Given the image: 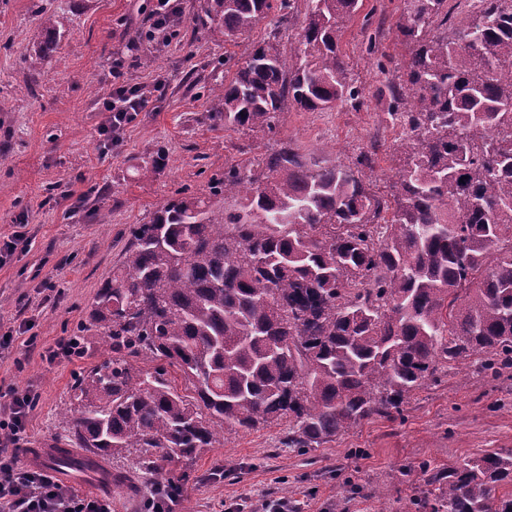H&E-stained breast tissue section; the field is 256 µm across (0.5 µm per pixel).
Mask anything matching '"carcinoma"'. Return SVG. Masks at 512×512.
I'll use <instances>...</instances> for the list:
<instances>
[{
	"label": "carcinoma",
	"mask_w": 512,
	"mask_h": 512,
	"mask_svg": "<svg viewBox=\"0 0 512 512\" xmlns=\"http://www.w3.org/2000/svg\"><path fill=\"white\" fill-rule=\"evenodd\" d=\"M307 2L288 55L257 44L224 82V128L271 130L288 104H360L340 50L359 0ZM404 4L408 54L386 87L408 136L390 195L372 190L368 152L321 166L282 142L258 173L212 179L235 209L187 194L133 226L91 310L111 356L72 386L52 466L171 488L164 464L193 463L226 429L284 420L285 445L304 451L401 413L445 368H512V0ZM271 9L210 0L204 30L234 41ZM114 458L132 466L100 464ZM420 471L430 512H512L498 494L512 453Z\"/></svg>",
	"instance_id": "carcinoma-1"
}]
</instances>
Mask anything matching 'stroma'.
I'll use <instances>...</instances> for the list:
<instances>
[{"label": "stroma", "mask_w": 512, "mask_h": 512, "mask_svg": "<svg viewBox=\"0 0 512 512\" xmlns=\"http://www.w3.org/2000/svg\"><path fill=\"white\" fill-rule=\"evenodd\" d=\"M155 0H0V244L25 234L28 250L0 266V326L30 322L35 348L15 339L0 351V413L8 389H34L36 409L19 466L64 435L60 415L76 378L101 364L99 331L89 319L95 294L118 266L133 225L148 223L166 200L209 194L225 167L246 165L280 142L310 162L348 166L373 154V188L384 193L403 165L398 134L380 90L399 74L407 50L395 35L403 0H363L345 30L341 53L362 105L328 112L288 106L273 131L225 129L212 89L231 79L248 43L274 40L288 51L306 0L293 20L272 9L249 40L210 39L198 28L205 0H180L179 34L146 38ZM56 19L46 29L42 17ZM141 84L149 103L119 144L105 145L114 61ZM83 197L72 210L71 197ZM81 334L83 357L48 361L49 348ZM285 424L228 430L222 445L189 466H169L181 487L176 512H260L287 499L290 512H415L422 464L445 468L465 457L512 451V368L492 377L456 366L427 382L400 414L363 421L336 440L301 454L282 445ZM81 495H104L112 512H145L151 482L136 491L87 475H60Z\"/></svg>", "instance_id": "1"}]
</instances>
